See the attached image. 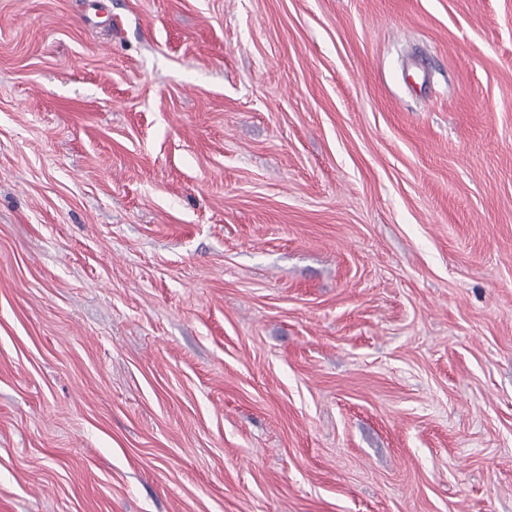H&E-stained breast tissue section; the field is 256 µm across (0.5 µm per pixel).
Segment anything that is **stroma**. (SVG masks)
<instances>
[{
  "instance_id": "stroma-1",
  "label": "stroma",
  "mask_w": 512,
  "mask_h": 512,
  "mask_svg": "<svg viewBox=\"0 0 512 512\" xmlns=\"http://www.w3.org/2000/svg\"><path fill=\"white\" fill-rule=\"evenodd\" d=\"M0 512H512V0H0Z\"/></svg>"
}]
</instances>
